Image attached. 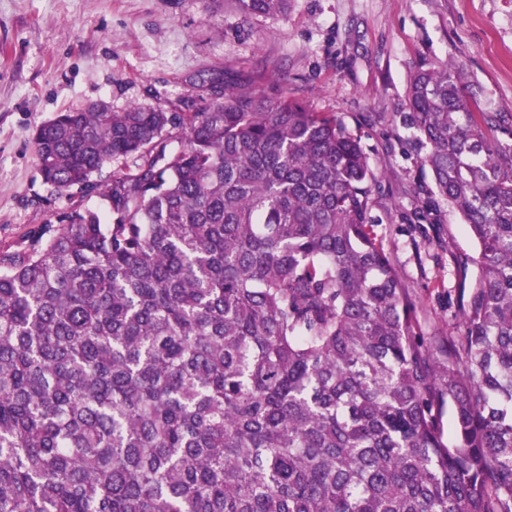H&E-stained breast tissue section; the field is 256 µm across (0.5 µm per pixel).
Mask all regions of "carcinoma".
Segmentation results:
<instances>
[{"instance_id":"obj_1","label":"carcinoma","mask_w":512,"mask_h":512,"mask_svg":"<svg viewBox=\"0 0 512 512\" xmlns=\"http://www.w3.org/2000/svg\"><path fill=\"white\" fill-rule=\"evenodd\" d=\"M405 108L479 270L432 342L361 136L278 75L38 126L60 190L135 169L0 258V512H512V122L448 61Z\"/></svg>"}]
</instances>
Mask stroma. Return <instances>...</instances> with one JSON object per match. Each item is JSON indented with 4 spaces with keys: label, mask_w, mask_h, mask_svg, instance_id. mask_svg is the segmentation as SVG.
<instances>
[{
    "label": "stroma",
    "mask_w": 512,
    "mask_h": 512,
    "mask_svg": "<svg viewBox=\"0 0 512 512\" xmlns=\"http://www.w3.org/2000/svg\"><path fill=\"white\" fill-rule=\"evenodd\" d=\"M454 58L466 93L487 112L512 113V0H288L284 17L243 18L223 0H0V255L29 251L73 210L106 212V166L87 189L44 182L33 133L57 112L97 101L179 112L194 88L285 77L319 112L361 136L380 177L375 231L416 299L422 335L460 324L476 247L437 192L404 109L422 62ZM430 209L436 223H410Z\"/></svg>",
    "instance_id": "1"
}]
</instances>
